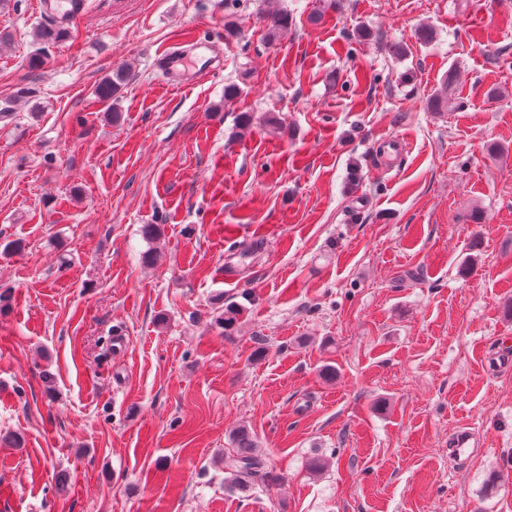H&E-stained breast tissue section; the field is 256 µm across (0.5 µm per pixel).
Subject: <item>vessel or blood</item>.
Listing matches in <instances>:
<instances>
[{
  "label": "vessel or blood",
  "instance_id": "vessel-or-blood-1",
  "mask_svg": "<svg viewBox=\"0 0 512 512\" xmlns=\"http://www.w3.org/2000/svg\"><path fill=\"white\" fill-rule=\"evenodd\" d=\"M48 13L60 25L74 24L80 17L78 0H49ZM170 87L180 88L222 68L223 58L212 42L187 37L159 53L154 61Z\"/></svg>",
  "mask_w": 512,
  "mask_h": 512
}]
</instances>
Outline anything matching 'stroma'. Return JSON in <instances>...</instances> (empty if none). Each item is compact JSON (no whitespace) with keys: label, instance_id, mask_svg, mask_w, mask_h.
Returning a JSON list of instances; mask_svg holds the SVG:
<instances>
[{"label":"stroma","instance_id":"1","mask_svg":"<svg viewBox=\"0 0 512 512\" xmlns=\"http://www.w3.org/2000/svg\"><path fill=\"white\" fill-rule=\"evenodd\" d=\"M84 11H0V512H512V0ZM190 35L224 67L169 89ZM240 425L281 484L230 488Z\"/></svg>","mask_w":512,"mask_h":512}]
</instances>
